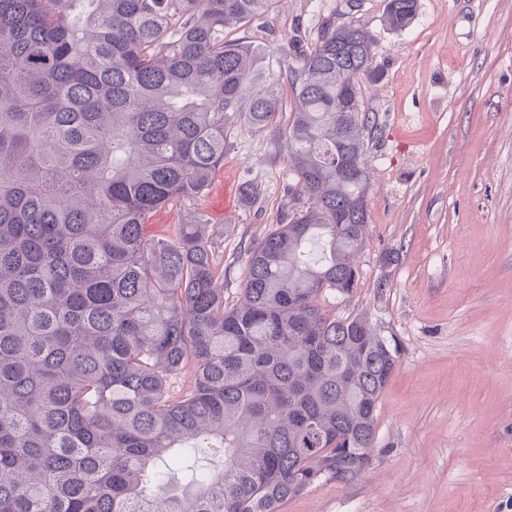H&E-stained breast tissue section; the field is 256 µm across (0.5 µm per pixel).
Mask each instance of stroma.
Returning <instances> with one entry per match:
<instances>
[{
	"label": "stroma",
	"instance_id": "35a3bbf8",
	"mask_svg": "<svg viewBox=\"0 0 512 512\" xmlns=\"http://www.w3.org/2000/svg\"><path fill=\"white\" fill-rule=\"evenodd\" d=\"M387 0H276L234 30L273 50L288 77L295 39L313 44L327 20L360 22L377 38L379 80L361 85L377 127L369 231L347 296L325 294L337 316L362 314L395 337L401 359L376 410L369 468L323 481L283 512H512V0H419L404 31ZM282 112L263 134L231 132L198 207L224 263V302L241 293L245 256L308 200L288 168ZM258 185L246 201L243 183ZM399 262L383 268L382 252Z\"/></svg>",
	"mask_w": 512,
	"mask_h": 512
}]
</instances>
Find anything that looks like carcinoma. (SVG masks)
I'll return each mask as SVG.
<instances>
[{
  "label": "carcinoma",
  "instance_id": "1",
  "mask_svg": "<svg viewBox=\"0 0 512 512\" xmlns=\"http://www.w3.org/2000/svg\"><path fill=\"white\" fill-rule=\"evenodd\" d=\"M274 0H0V512H282L370 465L401 353L321 305L358 283L375 37L292 51L288 165L309 206L248 248L224 305L212 227L189 210L245 122L282 110L266 48L228 39ZM418 0H387L403 31ZM321 256L310 257L313 243ZM194 370L191 391L170 385ZM189 448L216 464L185 479Z\"/></svg>",
  "mask_w": 512,
  "mask_h": 512
}]
</instances>
